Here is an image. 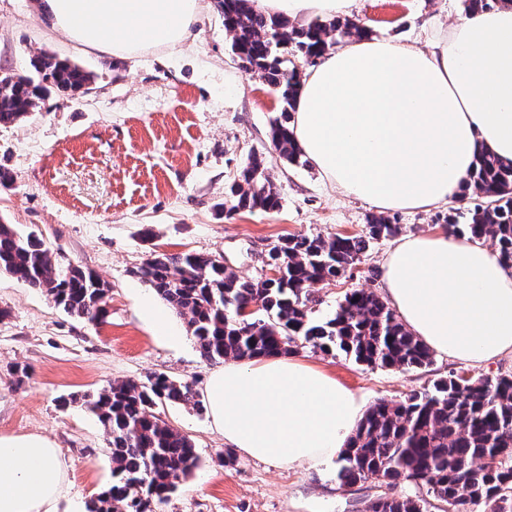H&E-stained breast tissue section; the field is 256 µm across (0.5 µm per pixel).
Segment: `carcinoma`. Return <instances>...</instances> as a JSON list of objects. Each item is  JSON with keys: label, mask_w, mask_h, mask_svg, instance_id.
<instances>
[{"label": "carcinoma", "mask_w": 512, "mask_h": 512, "mask_svg": "<svg viewBox=\"0 0 512 512\" xmlns=\"http://www.w3.org/2000/svg\"><path fill=\"white\" fill-rule=\"evenodd\" d=\"M224 29L232 34L238 66L264 80L276 94L280 115L271 126V141L281 158L300 161L290 122L300 73L296 61L315 63L332 43L363 32L353 19L314 20L293 25L285 17L266 16L251 0H218ZM33 74H0V125L27 118L51 95L72 97L93 82L82 66L43 52L31 61ZM473 190L488 199L471 212L467 224L448 231L489 238L499 260L512 267V160L488 155L476 160ZM234 210L270 211L279 194L266 157L253 154L231 187ZM400 232L387 217L372 215L363 235H289L268 251L284 268L279 280L243 279L224 261L196 252H149L136 274L187 326L206 362H234L292 354L311 348L324 354L342 352L366 367L421 368L433 352L406 330L395 312L377 295L352 289L333 317L318 320L309 306V288L345 276L375 241ZM0 271L50 296L67 313L87 322L107 314L109 291L96 274L78 266L63 268L55 252L29 233L0 223ZM251 305L259 312L238 317ZM97 418L112 448V485L85 503L86 512H156L159 505L198 467L191 439L172 428L155 408L191 403L201 412L200 396L188 383L163 373L141 381L109 384L73 396ZM508 448L497 465L479 460ZM376 477L388 487L412 484L422 495L382 496L375 512H429L432 502L482 505L490 512L512 509V375L467 378L449 375L432 388L400 400L377 399L365 412L349 441L337 479L354 486Z\"/></svg>", "instance_id": "carcinoma-1"}]
</instances>
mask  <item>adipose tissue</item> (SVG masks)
<instances>
[{"instance_id": "obj_1", "label": "adipose tissue", "mask_w": 512, "mask_h": 512, "mask_svg": "<svg viewBox=\"0 0 512 512\" xmlns=\"http://www.w3.org/2000/svg\"><path fill=\"white\" fill-rule=\"evenodd\" d=\"M298 22L352 16L357 0H252ZM206 0H40L53 30L105 57L182 45ZM291 131L319 175L378 211L428 210L458 197L478 156L512 160V0L467 13L448 33L405 46L367 34L305 70ZM383 287L430 350L482 365L512 355V267L479 240L399 238ZM202 397L224 442L295 469L346 453L364 403L292 355L225 364ZM69 486L56 442L0 434V512H57Z\"/></svg>"}]
</instances>
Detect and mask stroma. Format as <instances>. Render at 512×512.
<instances>
[{
	"label": "stroma",
	"mask_w": 512,
	"mask_h": 512,
	"mask_svg": "<svg viewBox=\"0 0 512 512\" xmlns=\"http://www.w3.org/2000/svg\"><path fill=\"white\" fill-rule=\"evenodd\" d=\"M466 13L463 0H358L356 21L401 43L435 34ZM218 6L192 28L183 48L108 61L48 31L36 0H0V68L28 71L33 57L56 54L94 75L93 91L53 98L24 121L0 126V223L33 231L60 265L94 271L108 282V315L97 325L59 308L45 293L0 273V433L42 434L61 448L69 491L59 512L112 483V454L95 417L71 397L122 380L163 373L203 389L215 363L200 358L185 320L135 271L152 250L223 257L240 276L264 275L270 247L288 234H361L375 210L325 183L308 160H282L271 143L278 100L237 65ZM265 155L280 197L272 211H231L229 188L250 154ZM484 199L476 193L430 211L394 212L402 234H435L467 223ZM391 240L374 244L352 277L311 289L314 316L328 319L354 288L382 294L381 260ZM366 404L401 400L449 374L512 375V357L468 365L435 357L422 369L367 368L344 354L301 349ZM29 378L17 383L16 366ZM69 407H60V398ZM160 414L194 443L199 466L160 512H355L382 495L367 481L341 486L337 464L288 470L235 454L188 404Z\"/></svg>",
	"instance_id": "35a3bbf8"
}]
</instances>
